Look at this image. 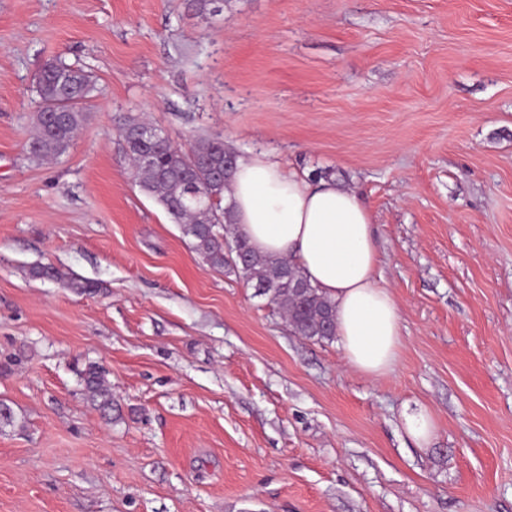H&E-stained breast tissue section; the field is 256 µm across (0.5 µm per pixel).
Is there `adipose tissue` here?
<instances>
[{
	"instance_id": "adipose-tissue-1",
	"label": "adipose tissue",
	"mask_w": 512,
	"mask_h": 512,
	"mask_svg": "<svg viewBox=\"0 0 512 512\" xmlns=\"http://www.w3.org/2000/svg\"><path fill=\"white\" fill-rule=\"evenodd\" d=\"M229 201L236 232L257 253L290 260L332 300L346 364L371 378L390 372L401 317L376 276L381 255L361 196L254 153L238 160Z\"/></svg>"
}]
</instances>
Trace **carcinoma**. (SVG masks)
<instances>
[{
  "label": "carcinoma",
  "mask_w": 512,
  "mask_h": 512,
  "mask_svg": "<svg viewBox=\"0 0 512 512\" xmlns=\"http://www.w3.org/2000/svg\"><path fill=\"white\" fill-rule=\"evenodd\" d=\"M97 92L91 72L58 58L47 65L37 89L36 135L28 144L30 153L41 160L65 154L87 124ZM124 142L140 189L163 206L210 266L226 269L256 295L267 297L295 335L316 341L333 339L332 305L298 267L285 259L260 256L236 233L227 236L234 219L232 207L224 204L232 177V170L224 169V161L235 153L224 147V140L199 136L184 148L168 137L154 141L126 137ZM29 275L59 281L79 293L98 287L53 266L34 265ZM80 382L84 400L111 416L112 391L102 369L87 365L80 372Z\"/></svg>",
  "instance_id": "obj_1"
}]
</instances>
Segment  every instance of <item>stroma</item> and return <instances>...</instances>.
<instances>
[{"label":"stroma","mask_w":512,"mask_h":512,"mask_svg":"<svg viewBox=\"0 0 512 512\" xmlns=\"http://www.w3.org/2000/svg\"><path fill=\"white\" fill-rule=\"evenodd\" d=\"M55 57L101 93L44 162ZM130 114L362 195L392 371L206 264L135 183ZM91 362L111 417L81 394ZM1 403L0 512H512V0H0ZM29 275L34 279H49L62 282L67 288H72L79 293L90 292L93 288H99L95 282L68 276L53 266L34 265L30 268ZM408 434L415 443L426 447L436 432L432 413L427 407H420L404 416Z\"/></svg>","instance_id":"stroma-1"}]
</instances>
